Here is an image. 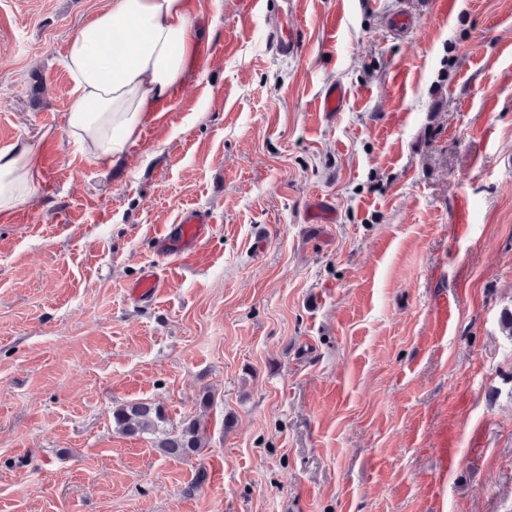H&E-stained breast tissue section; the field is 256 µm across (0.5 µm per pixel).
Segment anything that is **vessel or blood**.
<instances>
[{"mask_svg": "<svg viewBox=\"0 0 512 512\" xmlns=\"http://www.w3.org/2000/svg\"><path fill=\"white\" fill-rule=\"evenodd\" d=\"M252 7L261 14L275 10L279 23L269 32L271 46L282 57L296 54L300 37L297 25L299 0H252ZM211 229L208 216L194 208L186 210L178 223L158 226L155 235L158 252L168 257L169 262L164 269H148L130 282L126 289L128 298L145 304L157 302L178 273L179 257L205 250Z\"/></svg>", "mask_w": 512, "mask_h": 512, "instance_id": "vessel-or-blood-1", "label": "vessel or blood"}]
</instances>
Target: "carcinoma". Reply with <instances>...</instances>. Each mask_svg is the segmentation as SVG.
Returning <instances> with one entry per match:
<instances>
[{
	"mask_svg": "<svg viewBox=\"0 0 512 512\" xmlns=\"http://www.w3.org/2000/svg\"><path fill=\"white\" fill-rule=\"evenodd\" d=\"M112 421L129 437L150 436L160 454L186 460L205 447L206 426L196 418L185 419L176 428L166 411L148 401L122 404L112 411Z\"/></svg>",
	"mask_w": 512,
	"mask_h": 512,
	"instance_id": "cac0c4a2",
	"label": "carcinoma"
}]
</instances>
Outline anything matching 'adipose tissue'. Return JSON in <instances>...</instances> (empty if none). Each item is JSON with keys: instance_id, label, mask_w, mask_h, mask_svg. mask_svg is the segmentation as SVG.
Here are the masks:
<instances>
[{"instance_id": "1", "label": "adipose tissue", "mask_w": 512, "mask_h": 512, "mask_svg": "<svg viewBox=\"0 0 512 512\" xmlns=\"http://www.w3.org/2000/svg\"><path fill=\"white\" fill-rule=\"evenodd\" d=\"M192 21L189 0H114L72 37L67 132L93 159L119 160L144 120L196 74ZM43 175L32 146L0 152V213L24 205Z\"/></svg>"}]
</instances>
